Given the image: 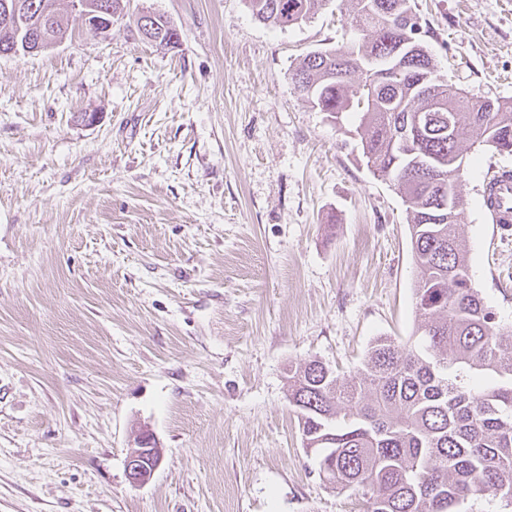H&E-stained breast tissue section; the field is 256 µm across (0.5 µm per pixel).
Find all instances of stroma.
Instances as JSON below:
<instances>
[{"label": "stroma", "mask_w": 512, "mask_h": 512, "mask_svg": "<svg viewBox=\"0 0 512 512\" xmlns=\"http://www.w3.org/2000/svg\"><path fill=\"white\" fill-rule=\"evenodd\" d=\"M104 37L0 57V512H362L307 456L288 368L356 373L415 328L405 205L358 117L294 88L357 41L346 0L285 29L246 0H123ZM449 84L512 100V0H412ZM150 11L180 33L160 48ZM96 116L84 124L82 114ZM472 147L458 190L473 281L512 323V226ZM151 430L162 462L132 485ZM134 445L127 454L126 469L130 483L137 486L149 482L161 464V457L157 459L155 465L151 466L153 461L151 457L156 451V445L152 433L148 431L140 433Z\"/></svg>", "instance_id": "35a3bbf8"}]
</instances>
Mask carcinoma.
<instances>
[{
  "label": "carcinoma",
  "instance_id": "cac0c4a2",
  "mask_svg": "<svg viewBox=\"0 0 512 512\" xmlns=\"http://www.w3.org/2000/svg\"><path fill=\"white\" fill-rule=\"evenodd\" d=\"M57 14L58 41L69 19ZM325 0H247L263 24L281 29L315 14ZM362 43L307 53L292 74L295 89L334 119L359 114L367 167L393 183L406 205L417 270L415 340L378 336L361 368L346 379L319 360L289 371L303 447L319 475L351 488L363 512H462L470 500L512 504V325L473 286L458 229L464 203L442 213L433 175L467 144L512 154V100L470 96L438 79L410 0H348ZM157 45L179 38L160 15ZM407 52H402V49ZM17 53L15 31L0 28V56ZM432 96L451 123L424 127L412 152L400 146L415 113Z\"/></svg>",
  "mask_w": 512,
  "mask_h": 512
}]
</instances>
